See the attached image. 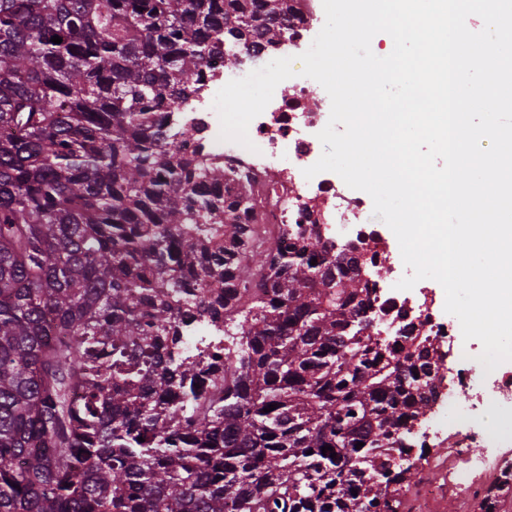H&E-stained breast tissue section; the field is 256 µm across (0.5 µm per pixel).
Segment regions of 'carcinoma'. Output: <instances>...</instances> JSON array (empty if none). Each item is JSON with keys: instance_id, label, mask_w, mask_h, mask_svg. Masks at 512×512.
Here are the masks:
<instances>
[{"instance_id": "1", "label": "carcinoma", "mask_w": 512, "mask_h": 512, "mask_svg": "<svg viewBox=\"0 0 512 512\" xmlns=\"http://www.w3.org/2000/svg\"><path fill=\"white\" fill-rule=\"evenodd\" d=\"M290 2L0 0V512H399L442 358L382 351L362 256L257 243L184 150L192 75ZM203 318L224 356L183 353Z\"/></svg>"}]
</instances>
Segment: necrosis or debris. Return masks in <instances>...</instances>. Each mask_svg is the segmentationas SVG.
<instances>
[{
	"label": "necrosis or debris",
	"instance_id": "obj_1",
	"mask_svg": "<svg viewBox=\"0 0 512 512\" xmlns=\"http://www.w3.org/2000/svg\"><path fill=\"white\" fill-rule=\"evenodd\" d=\"M295 12L280 42L263 46L266 56L294 58V77L276 87L270 103L249 126L253 149L209 134L203 151L231 172V187L254 194L259 240L274 245L282 232L317 225L321 243L331 252L357 249L367 259L363 282L370 290V314L381 344L400 352L411 337L448 347L450 355L425 393V409L400 447L390 449L394 464H404L406 449L452 445L464 455L465 469L450 472L448 489L465 502H481L499 492L504 474H512V427L501 420L512 413V361L484 373L476 356L481 345L465 344L458 319L445 312L426 281L413 289H397L407 273L394 234L375 221L373 201L349 188L335 173L305 179L304 168L321 155L318 133L326 126L331 101L315 80L301 76L303 54L325 22L322 0H293ZM242 67L226 65L223 57L208 60L202 69L201 93L186 102V114L213 108L219 81L246 76Z\"/></svg>",
	"mask_w": 512,
	"mask_h": 512
}]
</instances>
